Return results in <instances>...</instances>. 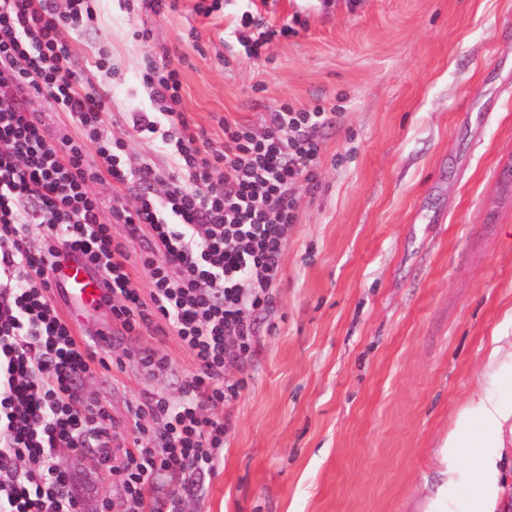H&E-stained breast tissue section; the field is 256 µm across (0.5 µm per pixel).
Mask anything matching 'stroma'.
I'll return each mask as SVG.
<instances>
[{"instance_id":"obj_1","label":"stroma","mask_w":512,"mask_h":512,"mask_svg":"<svg viewBox=\"0 0 512 512\" xmlns=\"http://www.w3.org/2000/svg\"><path fill=\"white\" fill-rule=\"evenodd\" d=\"M210 3L158 15L145 0H94V22L69 40L125 161L158 168L157 193L174 148L132 125L154 109L148 53L186 54L180 110L215 143L222 117L258 129L284 102L336 110L252 359L231 375L242 390L213 410L234 424L224 467L201 478L186 512H426L459 414L512 388L489 364L493 337H512V0H224L204 15ZM246 11L276 27L296 20L297 33L246 56L231 35ZM143 28L147 47L133 38ZM151 346L171 359L167 373L136 363ZM107 352L122 368L96 369L84 395L129 439L141 395L179 401L194 363L170 336L116 333ZM493 454L491 512H512V420ZM59 462L82 512L122 506L123 486L91 450Z\"/></svg>"}]
</instances>
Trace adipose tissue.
Here are the masks:
<instances>
[{
  "label": "adipose tissue",
  "instance_id": "obj_1",
  "mask_svg": "<svg viewBox=\"0 0 512 512\" xmlns=\"http://www.w3.org/2000/svg\"><path fill=\"white\" fill-rule=\"evenodd\" d=\"M512 418V394H485L471 409L463 411L444 446V457L453 460L464 454L478 461L470 512H488L496 491V469L490 453L503 422Z\"/></svg>",
  "mask_w": 512,
  "mask_h": 512
}]
</instances>
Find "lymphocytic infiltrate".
Segmentation results:
<instances>
[{
    "instance_id": "f902f5d3",
    "label": "lymphocytic infiltrate",
    "mask_w": 512,
    "mask_h": 512,
    "mask_svg": "<svg viewBox=\"0 0 512 512\" xmlns=\"http://www.w3.org/2000/svg\"><path fill=\"white\" fill-rule=\"evenodd\" d=\"M95 19L90 0H0V512H80L60 449L92 448L127 493L126 512H184L197 479L217 472L229 419L210 408L238 397L227 380L243 369L256 333L255 313L281 280L288 229L300 191L317 185L323 147L317 135L331 113L323 105L276 106L263 132L221 120L215 144L192 131L178 107L180 56L148 59L142 82L154 111L136 112V132L175 148L163 195L148 161L122 159L105 106L86 70L74 67L67 35ZM290 24L273 27L244 13L233 35L260 57ZM49 99L68 125L52 129L29 109ZM145 191L135 207L114 211L125 228L116 240L101 220L90 185L101 176ZM42 228L32 248L30 225ZM139 251L130 254L128 242ZM81 251L101 273L112 321L132 336H175L195 367L182 383V404L165 394L139 400L133 445L120 450L119 424L107 407L81 396L94 367L109 368L95 346L78 343L55 304L52 275L63 252ZM151 275L149 300L131 286L132 265ZM161 472L180 476L163 498L148 496Z\"/></svg>"
}]
</instances>
